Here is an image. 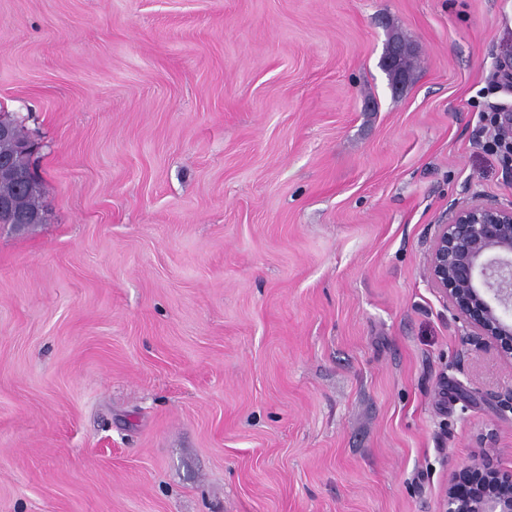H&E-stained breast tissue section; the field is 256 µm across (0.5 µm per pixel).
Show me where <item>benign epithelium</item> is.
I'll list each match as a JSON object with an SVG mask.
<instances>
[{
	"label": "benign epithelium",
	"instance_id": "obj_1",
	"mask_svg": "<svg viewBox=\"0 0 512 512\" xmlns=\"http://www.w3.org/2000/svg\"><path fill=\"white\" fill-rule=\"evenodd\" d=\"M426 267L463 335L511 362L512 201L451 206L434 225ZM443 512H512V471L488 451L461 464L448 478Z\"/></svg>",
	"mask_w": 512,
	"mask_h": 512
}]
</instances>
